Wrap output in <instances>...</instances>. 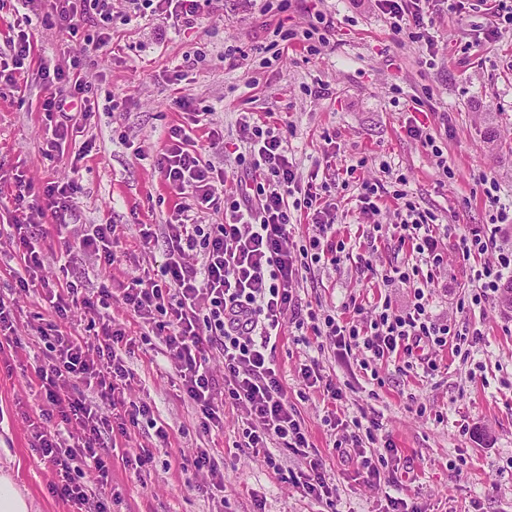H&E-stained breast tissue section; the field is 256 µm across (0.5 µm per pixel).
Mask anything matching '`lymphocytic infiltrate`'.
Listing matches in <instances>:
<instances>
[{
    "label": "lymphocytic infiltrate",
    "instance_id": "f902f5d3",
    "mask_svg": "<svg viewBox=\"0 0 512 512\" xmlns=\"http://www.w3.org/2000/svg\"><path fill=\"white\" fill-rule=\"evenodd\" d=\"M23 12L14 25L9 58L0 57V85L19 87L33 50V38L24 26L29 12L48 5L46 19L51 25L77 31L85 21L100 29L98 45H106L112 27V0H18ZM140 15H153L187 26L203 12V0H128ZM431 0H376L388 15L393 35H405L434 51L437 41L425 21ZM68 66H40L39 78L50 94L41 108L53 117L55 126L48 152H62L69 138L83 132L97 105L90 81L80 70L83 48H67ZM183 123L170 126L162 148L151 165L182 203L166 223L142 224L138 236L142 246L163 242L166 262L160 278L150 273L131 280L120 293L102 287L81 292L77 282L54 287L44 275L47 253L27 224L24 203L35 197L43 211L58 225H66L77 207L81 186L77 178L40 184L24 173L13 176L14 210L8 222V237L20 269L15 286L21 291L35 287L45 290L52 322L39 328L47 346L44 359L33 368L39 396L44 403L40 420L31 422L32 446L40 460L55 471L53 494L76 506L77 512H112L107 493L112 452L106 438L127 436L141 418L153 410L143 401L128 399L133 370L119 354L129 344L125 327L113 320L101 325L102 339L96 353H89L74 337L60 330L75 309L98 315L120 300L142 324L151 326L161 338V352L170 358L180 377L181 389L191 401L204 431L221 427L225 404L243 407L250 418L244 431L246 445L276 466L274 449L304 454L309 446L295 408L289 404L286 388L273 366L274 341L284 324L295 329L310 328L315 336L329 338L335 350L346 356L362 355L360 367L376 369L392 358L417 360L424 374L437 371L435 353L446 347L455 350L476 347L479 329L468 322L434 317L431 290L447 254L442 235L451 234L450 225H438L433 213L420 209L408 191L393 190L397 223L394 236L409 247L414 262L384 270V287L408 284L412 299L405 308L393 307L384 298L371 307L354 305V320L343 322L333 315H318L302 303L296 288L313 266H339L346 251L336 239V216L324 202L314 182L300 184L298 171L288 157V140L281 128L247 116L239 121V139L244 147L235 163L245 170L237 181V192L228 196L224 185L229 173L218 167L198 143L196 132L206 128L209 144L224 141V132L212 127L211 114L198 109L192 97L175 100ZM222 211L218 224L202 223L208 212ZM307 220L317 235L302 245L292 242L293 226ZM506 220L498 212L491 223L459 237L463 260L472 264L467 304L485 307L493 301L506 274H512V248L498 245L497 237ZM73 234L81 251L94 263L110 267L116 261L112 250L115 229L110 224H77ZM219 354L224 366L214 374L212 354ZM381 425L368 420L364 435H352L343 452L356 463L366 483L397 484L396 473H383L391 442L373 451L363 440H375ZM75 439H67L68 431ZM289 482L303 496L320 500L332 498L336 488L321 460H309L306 469L288 475Z\"/></svg>",
    "mask_w": 512,
    "mask_h": 512
}]
</instances>
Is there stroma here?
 <instances>
[{
  "label": "stroma",
  "instance_id": "1",
  "mask_svg": "<svg viewBox=\"0 0 512 512\" xmlns=\"http://www.w3.org/2000/svg\"><path fill=\"white\" fill-rule=\"evenodd\" d=\"M265 0H210L190 29L176 30L156 19L134 17L127 0H112V39L81 58L92 75L99 110L90 134L98 149L80 164L81 193L72 218L76 224H112L118 261L101 269L84 258L68 269L50 262V280H82L84 288L117 289L143 268H160L163 243L137 250V225L162 224L178 202L161 176L148 165L162 144L164 131L180 122L173 105L190 95L198 106L213 110L224 129L227 150L215 152L216 163L235 166L232 143L238 139L243 114L272 113L294 127L290 152L301 180H308L316 160L328 159L333 180L330 202L336 205L337 238L372 257L373 271L360 272L356 261L340 268L314 267L301 281L303 302L322 305L336 314L344 298L376 302L383 290L379 271L406 262L408 249L392 239L393 200L383 196L380 214H359L347 203L338 183L354 168L357 179L393 188L405 178L420 208L445 224L479 226L506 211L500 245L512 247V33L486 39L487 14L482 9L452 10L447 0L432 8L437 57L409 41L394 40L375 0H288L287 11L263 12ZM332 17L335 28L328 46L307 53L295 45L278 53L276 33L317 26L319 15ZM37 52L57 63L63 49L98 38L94 24H81L76 34L48 25L43 11L28 24ZM188 65L191 80L176 82L172 69ZM48 90L29 74L20 91L0 89V174L23 171L35 180H64L69 157H49L44 150L52 128L40 101ZM417 100L419 120L428 125L442 157L405 132L406 101ZM120 102L111 111L112 102ZM336 136L335 143L324 139ZM498 183V200L490 202L481 177ZM382 227L378 244L368 238L370 225ZM457 236L445 241L448 265L433 290V312L453 317L467 291L469 265L460 259ZM13 252L0 236V296L14 301L16 333L34 335L40 321L38 291L18 293L3 267ZM482 332L470 357L438 351L434 375L421 377L402 359L384 362L377 375L359 366L360 353L340 360L332 343H319L309 330L289 329L280 336L274 362L304 425L310 443L307 456L282 452L286 470L305 468L307 458L321 459L336 486L329 504L301 495L269 468L263 457L244 448L246 413L226 406L224 430L207 437L198 429L193 406L179 391L174 364L148 344H140L128 362L136 373L129 396L150 404L156 418L172 428L170 446L156 448L150 420L141 419L128 437L119 439L121 453L150 448L154 459L147 472L135 476L119 457L112 460V487L119 495L112 512H387L388 499L399 495L420 512H512V311L500 303L468 312ZM319 358L344 398L332 404L322 392L306 387L300 363ZM30 348L0 349V458L12 461V477L33 512H72L50 490L55 473L32 446L24 410L37 406L36 386L28 366ZM378 419L397 448L391 460L400 487L371 486L334 448L352 435L355 418ZM213 449L224 461V503L216 505L199 493L209 484L199 473L198 488L184 482L182 467L197 449ZM265 498L258 509L257 498Z\"/></svg>",
  "mask_w": 512,
  "mask_h": 512
}]
</instances>
